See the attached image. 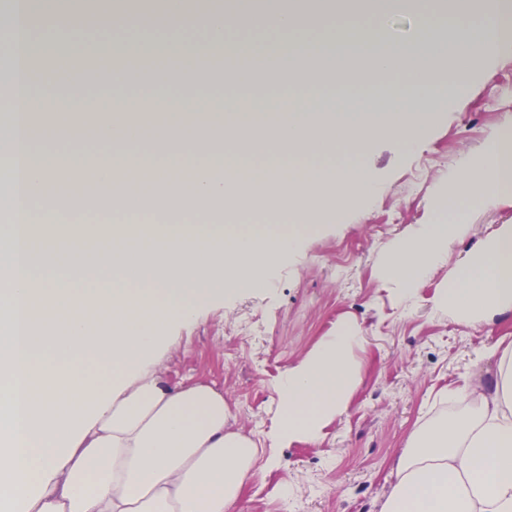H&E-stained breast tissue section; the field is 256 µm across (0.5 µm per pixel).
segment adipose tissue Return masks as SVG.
I'll return each instance as SVG.
<instances>
[{
  "instance_id": "obj_1",
  "label": "adipose tissue",
  "mask_w": 512,
  "mask_h": 512,
  "mask_svg": "<svg viewBox=\"0 0 512 512\" xmlns=\"http://www.w3.org/2000/svg\"><path fill=\"white\" fill-rule=\"evenodd\" d=\"M70 3L47 0L24 25L0 34V46L21 60L13 80L17 120L0 131V160L10 159L21 179L20 195L9 198L18 219L0 224V260L8 265L0 282V512H237L258 445L230 429L222 392L164 383L157 366L170 326L193 320L202 300L262 287L265 270L294 250L297 227L312 228L369 197L374 182L363 158L377 132L415 141L447 100L465 96L511 9L497 0L491 28L426 26L415 39L393 43L360 17L367 7L393 12L406 0H351L353 19L337 26L331 43L355 47L352 70L386 74L401 61L413 76L385 112L361 94L330 105L315 94L289 96L265 107L228 96L215 112L162 100L147 123L132 120L124 99L103 107L71 92L55 101L66 121L51 122L34 90L62 80L54 71L31 72L22 57L34 29L54 27ZM231 11L287 33L309 22L285 0H263L258 10L235 4L211 10L210 45L223 44ZM448 56L459 76L431 81ZM43 143L73 155L94 145L99 160L91 170L54 166L38 154ZM123 143L157 161L146 172L148 196L165 197L185 183L192 197L215 204L285 196L297 225L31 223L32 204L51 198L52 187L89 178L93 204L125 210L142 203L144 196L115 189L112 148ZM448 181L453 190L438 201L448 220L417 225L384 266L401 299L461 242L462 201L490 208L512 199V135H495L478 166L462 161ZM93 263L111 268V282L89 284ZM436 305L464 327L512 311V224L480 241ZM360 341L358 327L342 323L284 374L279 439L316 438L345 410L359 378L350 351ZM497 354L493 381L448 391L458 415L410 435L380 512H512V343ZM75 358L111 371V382L75 372Z\"/></svg>"
}]
</instances>
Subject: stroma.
<instances>
[{
    "instance_id": "35a3bbf8",
    "label": "stroma",
    "mask_w": 512,
    "mask_h": 512,
    "mask_svg": "<svg viewBox=\"0 0 512 512\" xmlns=\"http://www.w3.org/2000/svg\"><path fill=\"white\" fill-rule=\"evenodd\" d=\"M37 36L65 49L77 37L93 53L108 56L118 49L134 52L145 41L160 51L177 38L202 43L207 31L202 25L178 30L163 22L132 27L71 18ZM407 77L401 64L393 76L362 82L285 85L212 75L185 87L144 77L125 84L123 92L133 113L147 115L162 99L190 96L216 104L231 94L273 99L313 90L363 92L384 109ZM509 124L512 45L493 46L471 75L466 97L449 100L418 142L375 139L364 159L377 185L372 198L349 202L334 222L300 230L297 250L270 266L264 287L203 301L195 321L170 327L159 366L165 382L204 383L222 391L230 427L264 445L240 512H379L393 482L391 464L409 434L451 414L442 393L471 374L492 380V349L501 341L512 343V315L463 328L437 317L434 306L468 252L497 225L512 224V202L495 209L466 206V236L409 305L399 302L395 284L380 268L417 225L436 220L437 199L451 190L448 170L461 158L478 160ZM342 321L356 324L363 336L351 351L361 379L348 411L329 420L318 441H280L283 375L335 335Z\"/></svg>"
}]
</instances>
